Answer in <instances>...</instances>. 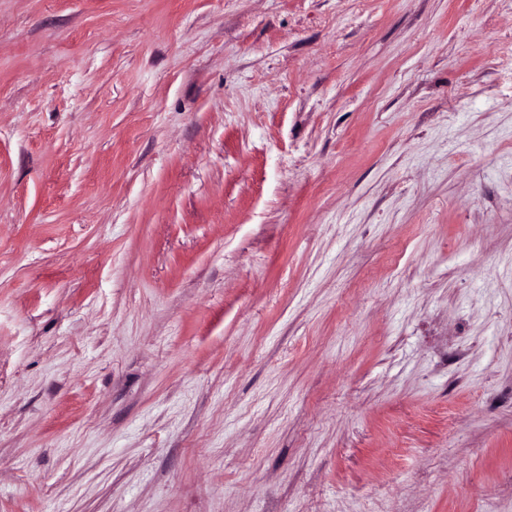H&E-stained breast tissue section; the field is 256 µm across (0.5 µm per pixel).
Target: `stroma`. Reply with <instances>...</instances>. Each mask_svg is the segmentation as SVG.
<instances>
[{"instance_id": "stroma-1", "label": "stroma", "mask_w": 512, "mask_h": 512, "mask_svg": "<svg viewBox=\"0 0 512 512\" xmlns=\"http://www.w3.org/2000/svg\"><path fill=\"white\" fill-rule=\"evenodd\" d=\"M0 512H512V0H0Z\"/></svg>"}]
</instances>
